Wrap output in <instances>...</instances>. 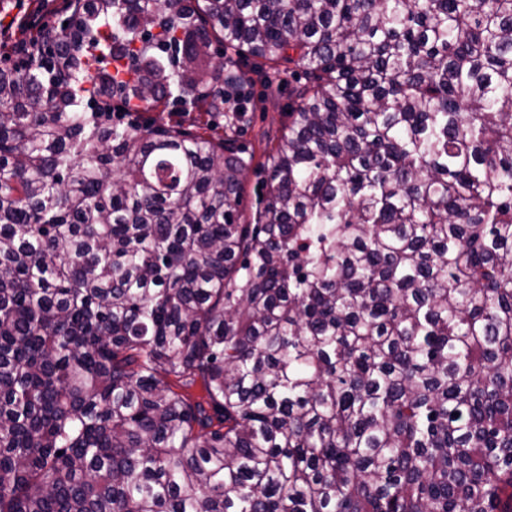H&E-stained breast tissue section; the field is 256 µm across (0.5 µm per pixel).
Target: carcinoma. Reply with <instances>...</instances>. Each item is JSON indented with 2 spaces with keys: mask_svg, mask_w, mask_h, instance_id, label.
Masks as SVG:
<instances>
[{
  "mask_svg": "<svg viewBox=\"0 0 512 512\" xmlns=\"http://www.w3.org/2000/svg\"><path fill=\"white\" fill-rule=\"evenodd\" d=\"M53 10L0 67V512H512V0ZM244 60L304 70L248 224Z\"/></svg>",
  "mask_w": 512,
  "mask_h": 512,
  "instance_id": "obj_1",
  "label": "carcinoma"
}]
</instances>
